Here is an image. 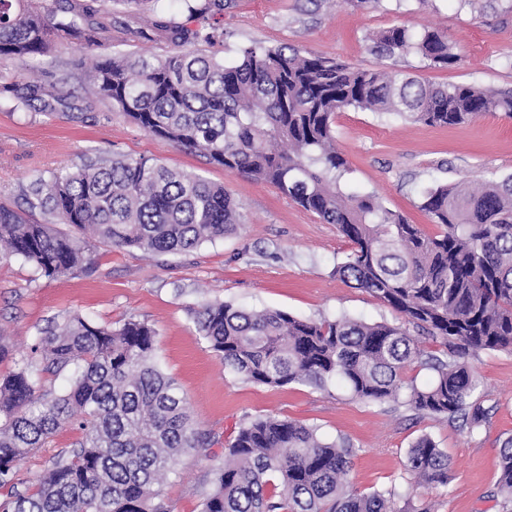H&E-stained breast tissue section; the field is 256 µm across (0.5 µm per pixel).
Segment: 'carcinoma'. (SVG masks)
I'll return each mask as SVG.
<instances>
[{
  "label": "carcinoma",
  "mask_w": 512,
  "mask_h": 512,
  "mask_svg": "<svg viewBox=\"0 0 512 512\" xmlns=\"http://www.w3.org/2000/svg\"><path fill=\"white\" fill-rule=\"evenodd\" d=\"M107 2L116 0H0V62L23 63L60 43L101 46L112 38V24L123 22ZM145 2L152 17L124 31L140 41L162 39L175 51L153 60L107 56L86 73L90 93L147 133L270 184L336 225L354 245L336 275L441 340L450 354L433 364L427 387L406 390L404 369L421 355L406 327L348 317L311 321L208 301L193 321L224 367L269 387H323L334 379L360 400H402L417 411L460 414L470 430L481 429L487 411L473 400L480 380L469 356L512 349V176L476 188L461 182L427 189L421 208L441 227L429 235L372 195L342 192L346 159L334 123L349 108L430 126L487 113L511 117L512 90L436 85L286 47H249L226 64L196 48L204 36L191 25L223 11L224 0H179L184 22L163 0ZM371 41L382 58L415 53L438 67L459 62L455 44L438 30L394 26ZM58 84L22 74L8 91L26 108L37 101L40 111L54 112L68 105ZM24 196L48 222L1 204L0 260L19 256L48 277L87 263L84 232L117 248L164 255L189 252L241 225L224 187L145 157L103 158L37 177ZM156 343V330L144 322L112 329L80 316L35 340L31 355L0 380V488L61 426L77 424L82 438L51 462L34 490L10 492L0 512H169L163 478L185 451L210 457L213 441L158 367ZM70 366L63 393L42 388L41 374ZM352 456L347 440H326L300 421L247 419L224 449L200 512H406L395 488L350 487ZM499 457L495 496L500 512H512V436ZM408 470L419 487H448V454L428 436L411 446Z\"/></svg>",
  "instance_id": "cac0c4a2"
}]
</instances>
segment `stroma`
I'll list each match as a JSON object with an SVG mask.
<instances>
[{
    "mask_svg": "<svg viewBox=\"0 0 512 512\" xmlns=\"http://www.w3.org/2000/svg\"><path fill=\"white\" fill-rule=\"evenodd\" d=\"M483 10L466 0H224V11L199 23L209 34L206 53L236 62L243 48L290 47L352 66L404 71L433 84L468 83L512 88V0H484ZM404 26L437 29L456 45L460 62L430 65L410 54L382 59L369 49L373 33ZM162 42L132 41L121 29L102 47L59 45L27 65L0 63V202L27 211L24 190L35 177L51 176L103 156L147 157L220 184L239 204L237 233L206 241L176 255H149L91 241L86 268L46 277L23 258L0 262V378L30 352L40 332L73 315L100 325L138 320L156 329V359L184 394L198 428L214 438V460L187 452L163 485L170 512H200L214 478V461L239 423L276 415L317 427L326 439L345 438L354 450L348 475L361 491L397 487L412 505L424 495L413 489L407 452L422 436L432 438L451 462L447 490L437 512H499L493 497L500 443L512 436V352L478 351L470 356L482 384L477 398L488 416L480 431L461 417L413 410L393 402H366L341 384L318 388L292 383L267 387L245 381L198 334L192 311L220 300L248 310H284L316 321L346 316L401 324L402 318L372 294L335 273L352 251L335 225L283 195L274 186L209 163L151 136L124 114L89 96L81 60L106 54L162 58ZM64 79L70 108L37 112L6 96L21 68ZM336 140L348 162L344 192L373 194L427 234L440 231L421 209L424 192L440 183L483 182L512 175V117L497 112L456 126H427L375 112L348 109L335 122ZM421 356L405 370L407 385L422 388L434 378L432 359L448 360L445 346L419 335ZM81 433L60 429L47 447L22 463L18 492L32 489L58 453L75 448Z\"/></svg>",
    "mask_w": 512,
    "mask_h": 512,
    "instance_id": "stroma-1",
    "label": "stroma"
}]
</instances>
